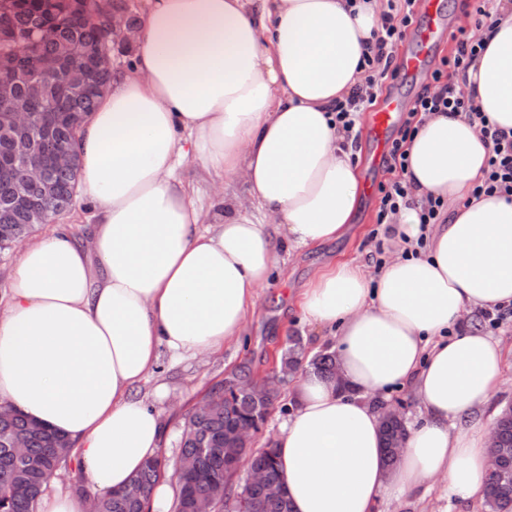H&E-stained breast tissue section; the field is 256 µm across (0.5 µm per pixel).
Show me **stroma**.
<instances>
[{"instance_id":"obj_1","label":"stroma","mask_w":512,"mask_h":512,"mask_svg":"<svg viewBox=\"0 0 512 512\" xmlns=\"http://www.w3.org/2000/svg\"><path fill=\"white\" fill-rule=\"evenodd\" d=\"M377 199H363L354 224L341 239L313 247L280 250V259L254 314L249 315L244 336L237 344L214 353L187 355L172 359L162 353L157 369L138 388V396L157 411L164 424L161 452L175 462L179 452L182 416L214 384L228 379L245 360H252L257 374H264L278 357L288 332H296L306 353L319 355L330 351L334 340L327 332L309 324L296 305V299L315 273L339 260H350L374 273L376 250L386 257L399 254L404 245L394 236L377 240L380 227L374 222ZM95 222L91 201L76 196L74 204L54 224L36 226L30 241H38L53 230L68 232L79 241L86 240ZM380 512H483L477 503L440 499L438 490L418 491L402 500H385Z\"/></svg>"}]
</instances>
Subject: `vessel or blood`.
<instances>
[{
  "label": "vessel or blood",
  "mask_w": 512,
  "mask_h": 512,
  "mask_svg": "<svg viewBox=\"0 0 512 512\" xmlns=\"http://www.w3.org/2000/svg\"><path fill=\"white\" fill-rule=\"evenodd\" d=\"M418 11L423 16L424 23L419 28L411 48L398 63L399 73L405 77L425 75L437 43L444 38L448 30L442 0H418ZM408 109L407 99L395 93L367 115L363 131L373 149L370 169L380 168L400 116Z\"/></svg>",
  "instance_id": "1"
}]
</instances>
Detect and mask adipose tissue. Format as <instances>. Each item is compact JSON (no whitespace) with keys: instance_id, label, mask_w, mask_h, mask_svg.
<instances>
[{"instance_id":"1","label":"adipose tissue","mask_w":512,"mask_h":512,"mask_svg":"<svg viewBox=\"0 0 512 512\" xmlns=\"http://www.w3.org/2000/svg\"><path fill=\"white\" fill-rule=\"evenodd\" d=\"M377 27L376 0H146L134 63L76 144L92 238L25 244L0 320V404L67 435L98 494L160 449V417L134 396L160 350L238 341L279 245L331 242L352 223L359 153L336 105L363 79ZM479 36L466 88L512 129V0ZM406 149L415 202L394 231L426 236L425 254L373 279L343 260L299 295L305 320L336 338L340 380L306 370L288 387L295 408L273 446L292 512H377L432 486L484 498L480 415L512 351L471 316L512 303V201L473 197L490 148L464 115L428 119ZM190 158L211 179L209 205L178 174ZM430 195L451 216L424 228L417 203ZM396 388L422 419L390 466L375 401Z\"/></svg>"}]
</instances>
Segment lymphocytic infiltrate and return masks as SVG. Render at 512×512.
<instances>
[{"label": "lymphocytic infiltrate", "instance_id": "f902f5d3", "mask_svg": "<svg viewBox=\"0 0 512 512\" xmlns=\"http://www.w3.org/2000/svg\"><path fill=\"white\" fill-rule=\"evenodd\" d=\"M417 0H398L379 12V25L374 31L373 42L367 43L363 59L366 64L365 78L357 85L352 96L336 108V122L346 133H353L361 115L377 99L382 84L396 78L398 70L394 64V48L400 42L416 18ZM497 15L496 0H474L473 29H458L452 39L454 51L442 59L440 67L433 70L430 82L423 85L403 120L384 158V167L390 178L381 183L378 191L380 203L376 212V224L396 223L402 207L411 199V185L406 178V145L426 119L447 112H465L477 125L484 142L490 143L486 176L481 185L475 186L474 196L497 192L512 196V130L491 124L487 116L479 112L471 95L466 94L457 77L465 71L474 58L486 48L477 40L475 31L483 26H492Z\"/></svg>", "mask_w": 512, "mask_h": 512}]
</instances>
